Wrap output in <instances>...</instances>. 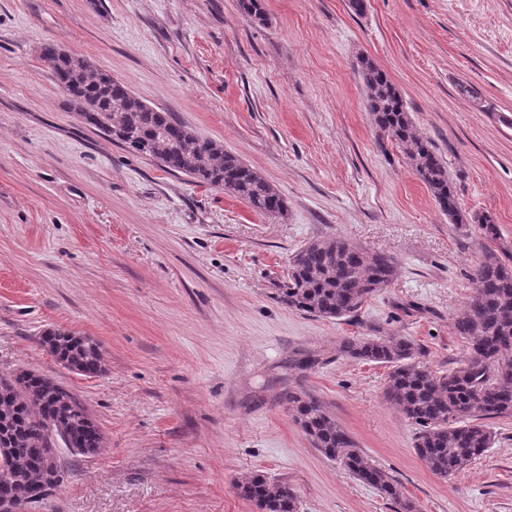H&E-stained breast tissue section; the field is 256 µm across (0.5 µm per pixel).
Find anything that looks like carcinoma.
<instances>
[{
	"mask_svg": "<svg viewBox=\"0 0 512 512\" xmlns=\"http://www.w3.org/2000/svg\"><path fill=\"white\" fill-rule=\"evenodd\" d=\"M243 16L265 21L262 0H240ZM40 56L56 85L82 121L127 151L156 161L172 174L200 186L221 189L267 215H284V198L243 159L139 98L127 85L88 59L64 53L52 43ZM355 70L366 91V109L378 129V143L390 142L429 190L452 224H476L491 240L497 225L487 215L462 213L448 170L432 142L416 134L406 102L389 75L372 59L357 58ZM288 281L277 298L289 308L330 319L354 316L367 298L388 287L399 274L397 258L352 246L340 236L311 241L289 260ZM470 279L476 293L451 322L467 340V354L446 373L417 361L418 350L405 336L343 339L340 353L389 368L386 396L418 426L414 450L427 468L446 480L481 457L494 441L485 419L512 416V259L486 249ZM42 344L67 368L88 377L105 370V350L96 341L67 330H51ZM295 419L327 458L381 497L417 512L398 480L375 466L348 433L315 399L288 393ZM104 445L100 428L84 405L53 378L31 370L0 372V449L8 467L0 473V496L10 495L38 508L67 478L58 460H43L44 449L66 448L92 455ZM240 495L259 512H298L286 482L260 474L238 484Z\"/></svg>",
	"mask_w": 512,
	"mask_h": 512,
	"instance_id": "1",
	"label": "carcinoma"
}]
</instances>
